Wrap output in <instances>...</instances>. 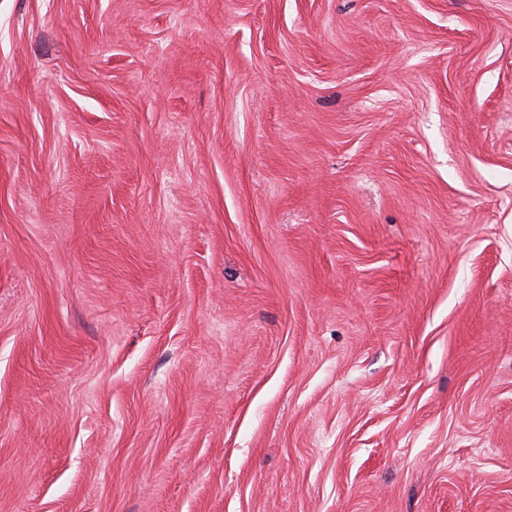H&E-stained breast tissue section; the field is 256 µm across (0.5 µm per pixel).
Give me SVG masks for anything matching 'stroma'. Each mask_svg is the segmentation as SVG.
<instances>
[{
  "label": "stroma",
  "mask_w": 512,
  "mask_h": 512,
  "mask_svg": "<svg viewBox=\"0 0 512 512\" xmlns=\"http://www.w3.org/2000/svg\"><path fill=\"white\" fill-rule=\"evenodd\" d=\"M0 512H512V0H0Z\"/></svg>",
  "instance_id": "obj_1"
}]
</instances>
